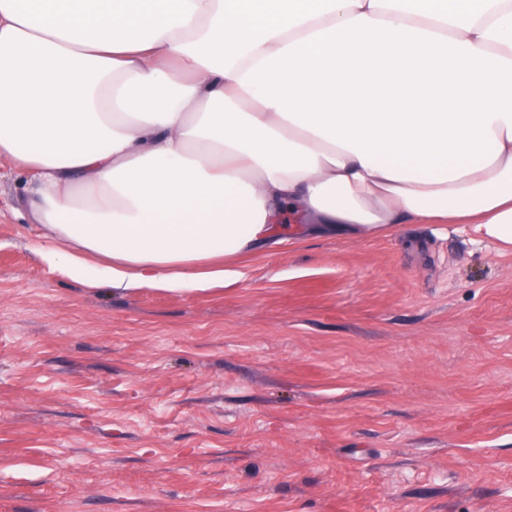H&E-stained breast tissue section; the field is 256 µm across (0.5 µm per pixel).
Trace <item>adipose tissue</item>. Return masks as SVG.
<instances>
[{"label": "adipose tissue", "instance_id": "adipose-tissue-1", "mask_svg": "<svg viewBox=\"0 0 512 512\" xmlns=\"http://www.w3.org/2000/svg\"><path fill=\"white\" fill-rule=\"evenodd\" d=\"M0 158L95 287L234 284L287 213L510 252L512 0H0Z\"/></svg>", "mask_w": 512, "mask_h": 512}]
</instances>
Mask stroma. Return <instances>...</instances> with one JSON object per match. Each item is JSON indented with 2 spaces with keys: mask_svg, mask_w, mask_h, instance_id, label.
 Returning a JSON list of instances; mask_svg holds the SVG:
<instances>
[{
  "mask_svg": "<svg viewBox=\"0 0 512 512\" xmlns=\"http://www.w3.org/2000/svg\"><path fill=\"white\" fill-rule=\"evenodd\" d=\"M26 196L0 159V512H512V253L315 232L112 291Z\"/></svg>",
  "mask_w": 512,
  "mask_h": 512,
  "instance_id": "35a3bbf8",
  "label": "stroma"
}]
</instances>
